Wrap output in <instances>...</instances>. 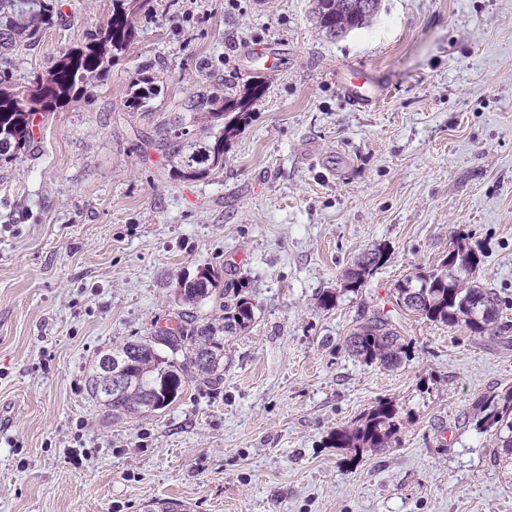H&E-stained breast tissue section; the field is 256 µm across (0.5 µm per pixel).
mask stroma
Returning <instances> with one entry per match:
<instances>
[{
  "label": "stroma",
  "instance_id": "obj_1",
  "mask_svg": "<svg viewBox=\"0 0 512 512\" xmlns=\"http://www.w3.org/2000/svg\"><path fill=\"white\" fill-rule=\"evenodd\" d=\"M62 24L20 54L45 76L112 0H64ZM312 0H153L104 84L48 112L0 166V512H503L512 472L473 419L512 385V0H381L330 39ZM149 65V112L123 104ZM380 91L353 107L346 67ZM262 94L223 169L175 178L150 141L173 105L219 83ZM502 303L475 336L399 311L393 291L457 237ZM385 264L355 292L344 275ZM201 265L244 279L251 327L224 339V380L120 421L88 392L99 358L170 324L173 287ZM336 295L323 308L321 293ZM387 314L409 340L395 369L346 350ZM381 400L393 447L332 445ZM385 262V254L380 249H375L368 253L365 258L357 264V267L349 270L345 274V288L355 292L361 288L367 277L373 273L375 269L383 265Z\"/></svg>",
  "mask_w": 512,
  "mask_h": 512
}]
</instances>
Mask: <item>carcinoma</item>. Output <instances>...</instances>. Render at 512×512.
<instances>
[{"label": "carcinoma", "instance_id": "cac0c4a2", "mask_svg": "<svg viewBox=\"0 0 512 512\" xmlns=\"http://www.w3.org/2000/svg\"><path fill=\"white\" fill-rule=\"evenodd\" d=\"M370 12L361 0H315L314 17L324 32L363 27L378 12L381 0H372ZM152 12V0H112L106 25L91 41L60 53L46 76L27 85H16L7 72H0V161L11 163L28 149L33 139L35 118L77 102L89 88L108 74L116 58L139 37V20ZM61 0H0V69L9 66L14 51L38 47L49 29L62 23ZM131 81L124 102L129 112H150L158 88L144 76ZM261 92L259 84L240 90L225 86L222 93L196 94L180 107L182 114L162 123L153 146L167 159L175 177L198 181L224 166L226 140L250 118L249 108ZM199 126L197 132L192 127ZM379 249L368 253L357 267L345 274V288L355 292L367 277L383 265ZM477 253L458 238L441 266L420 271L395 288L396 305L431 322L461 326L473 335L492 334L500 314V299L479 282L464 288L479 269ZM483 300L484 308H470L472 298ZM173 299L185 306L219 302L222 315L199 321L187 311L175 313L173 324L146 338L127 341L105 353L111 360L127 364V384L119 392L100 387L105 371L97 365L88 386L94 399L102 402L112 420L163 410L180 398L189 380L215 386L222 380L224 337L248 329L255 317V303L248 284H221L214 269L204 267V280L186 276L177 281ZM409 342L396 330L390 317L377 312L359 325L349 338L348 353L366 365L393 369L408 358ZM477 427L494 432L497 448L493 463L512 467V387L488 392L474 403ZM401 422L395 405L378 401L351 426L336 431L334 447L378 450L397 441Z\"/></svg>", "mask_w": 512, "mask_h": 512}]
</instances>
